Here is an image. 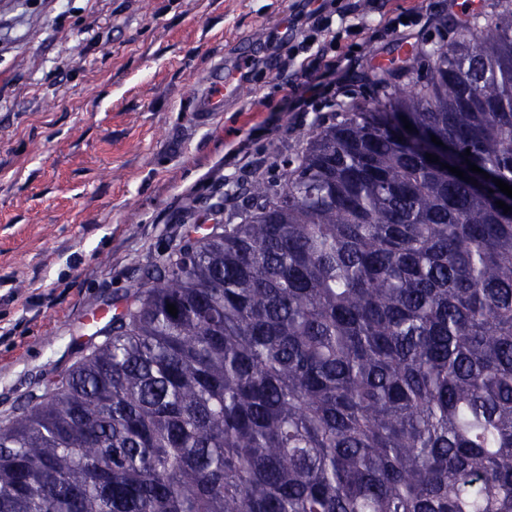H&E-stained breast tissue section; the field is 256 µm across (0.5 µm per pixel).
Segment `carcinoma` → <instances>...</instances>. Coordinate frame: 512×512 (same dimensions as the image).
Wrapping results in <instances>:
<instances>
[{
	"label": "carcinoma",
	"mask_w": 512,
	"mask_h": 512,
	"mask_svg": "<svg viewBox=\"0 0 512 512\" xmlns=\"http://www.w3.org/2000/svg\"><path fill=\"white\" fill-rule=\"evenodd\" d=\"M421 53L0 426V512H512V8Z\"/></svg>",
	"instance_id": "carcinoma-1"
}]
</instances>
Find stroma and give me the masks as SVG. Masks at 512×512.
<instances>
[{"label": "stroma", "instance_id": "obj_1", "mask_svg": "<svg viewBox=\"0 0 512 512\" xmlns=\"http://www.w3.org/2000/svg\"><path fill=\"white\" fill-rule=\"evenodd\" d=\"M324 4L364 25L340 40L365 61L345 78L347 113L368 104L378 58L412 88L420 62L400 48L471 16L470 0ZM410 7L432 22L408 38L380 27ZM312 22L305 0H0V423L102 342L91 315L123 305L188 225L224 223L208 198L273 179L334 119L327 94L295 107L306 78L282 34ZM241 55L260 62L245 97L198 126L201 83Z\"/></svg>", "mask_w": 512, "mask_h": 512}]
</instances>
